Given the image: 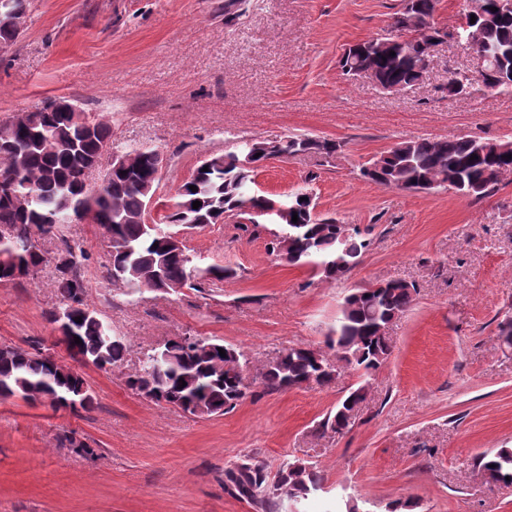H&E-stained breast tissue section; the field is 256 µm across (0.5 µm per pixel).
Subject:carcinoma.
I'll use <instances>...</instances> for the list:
<instances>
[{"mask_svg": "<svg viewBox=\"0 0 512 512\" xmlns=\"http://www.w3.org/2000/svg\"><path fill=\"white\" fill-rule=\"evenodd\" d=\"M436 0H403L399 14H412L416 19V36L405 42L401 53L392 55L368 47L361 52L345 49L340 66L344 74L353 76L358 69L375 72L378 83L394 92L414 86L419 73L415 59L419 41L426 37L435 22ZM481 29L486 41L496 45L502 56L477 61L482 72V86L490 91H512V0H488V10L471 25ZM473 76L454 74L448 94L468 93ZM50 98L43 107L31 113L27 129L14 131L8 139L0 137L4 154L0 164L21 159L20 181L12 188L0 187V227H9L15 241L0 242V282L14 280L10 264L1 260L9 248L31 244V264L41 268L49 259L39 248L35 234L58 237L61 228L74 216L98 225L110 244V275L115 283L139 290L165 292L176 285L194 290L204 278L221 280L230 269L219 265L205 268L195 263L187 247L172 246V238L183 227L197 228L225 218L244 215L247 207L261 208L265 201L259 195L245 192L253 183L256 170L269 159L288 158L297 153L334 155L340 144L312 137L285 136L277 141L255 140L260 156L250 168L235 164L232 154L210 157L208 170L198 166L189 181L181 185L176 200L164 216V224L148 227L138 218L148 215V197L142 184L157 171L160 152L146 146L128 147L120 154L133 157V170L123 174L109 169L107 183L96 191L87 183L94 161L112 148V123L88 112H49ZM512 171V141H481L462 137L455 140L416 139L401 141L385 151L380 168H361V175L384 187L418 192L453 185L456 191L471 190L473 199L490 195L503 174ZM196 186L192 191L190 186ZM30 196L28 210L16 208L9 194ZM298 189L281 200L289 207L286 218L276 220L279 230L273 232L272 251L283 250L293 266L309 265L324 277L338 280L346 276L360 261L368 243L359 232L346 224L312 220L307 201ZM202 202L195 209L192 203ZM298 221H292L293 215ZM87 260L80 245L64 243L54 256L56 290L59 303L71 308L75 336L62 340L70 354L83 363L98 365L102 356L111 365L121 363L126 355L124 339L112 343L111 335L87 299V285L80 268ZM417 294L414 284L390 281L384 288L365 286L355 289L344 299L341 317L328 344L351 354L349 364L363 373L379 368L388 358L384 337L375 335V325L408 310ZM79 337L77 344L74 337ZM225 350L220 356L219 349ZM168 359L160 372L150 370V361L128 376L127 386L136 394L159 403L205 418L234 410L251 393L242 384L248 359L243 351L207 338L177 336L165 345ZM310 348H290L262 368L257 381L264 394H274L297 386L310 378L327 385L332 376L321 370ZM186 386H181V382ZM85 379L74 376L68 366L57 365L42 357L17 348L7 357L0 356V397L21 396L46 401L54 407L73 411L89 410L93 404L84 401ZM350 408L341 403L334 415L321 427L333 425L343 431L351 426ZM483 473L495 484H512V448H500L494 454L476 458ZM224 485L230 495L252 504L259 512H282L283 499H305L322 489L324 477L316 467L301 459H284L276 473L253 457L224 471Z\"/></svg>", "mask_w": 512, "mask_h": 512, "instance_id": "obj_1", "label": "carcinoma"}]
</instances>
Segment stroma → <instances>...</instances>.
Wrapping results in <instances>:
<instances>
[{
	"label": "stroma",
	"mask_w": 512,
	"mask_h": 512,
	"mask_svg": "<svg viewBox=\"0 0 512 512\" xmlns=\"http://www.w3.org/2000/svg\"><path fill=\"white\" fill-rule=\"evenodd\" d=\"M402 0H28L17 41L0 50V120L65 97L112 123V147L149 146L164 158L154 219L205 156L239 139L309 134L341 145L260 169L257 194L312 190L320 216L360 230L369 247L345 280L292 266L270 231L236 224L190 230L199 266L230 276L169 294L112 284L108 241L93 224L61 239L81 244L88 299L129 350L112 369L77 366L95 404L73 412L0 398V512H255L224 488L247 457L277 468L308 460L324 488L283 512H512V485L490 484L481 453L512 448V351L498 325L512 316V173L480 200L436 188L408 193L365 180L362 166L395 143L512 139V92H447L448 74L473 68L459 44L437 46L420 84L400 93L344 75L356 42L386 34ZM54 267L0 283V343L53 350L46 313L57 304ZM414 282L413 306L390 326L393 350L376 371L338 365L325 387L245 398L199 418L126 385L143 354L177 336L243 350L247 379L279 351L310 347L335 359L327 338L351 289ZM75 365V364H74ZM366 398L353 426L320 429L350 390ZM93 448L76 454L68 435Z\"/></svg>",
	"instance_id": "35a3bbf8"
}]
</instances>
